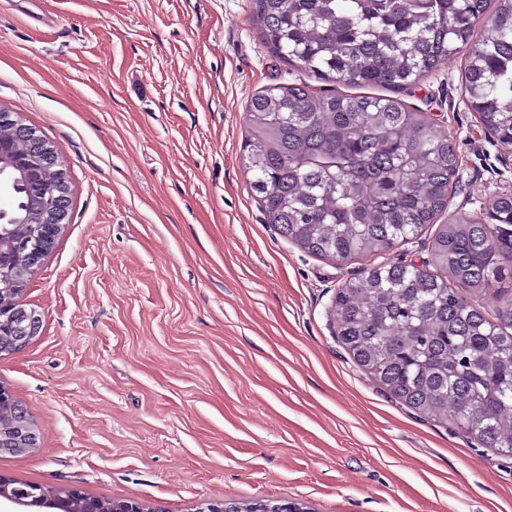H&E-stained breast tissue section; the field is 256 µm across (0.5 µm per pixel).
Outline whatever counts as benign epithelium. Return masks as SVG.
<instances>
[{"label": "benign epithelium", "mask_w": 512, "mask_h": 512, "mask_svg": "<svg viewBox=\"0 0 512 512\" xmlns=\"http://www.w3.org/2000/svg\"><path fill=\"white\" fill-rule=\"evenodd\" d=\"M0 169H11L25 177L30 184L27 196L26 219L35 224V231L28 241L20 243L23 255L36 263L59 236L68 215V187L65 174L60 168L59 156L53 146L47 144L36 131L14 119L12 113L0 109ZM54 169L58 173L55 183L40 188L39 173ZM39 317L26 310L20 299L0 300V327L13 330L11 343L0 347L3 353L13 352L37 335ZM25 412L18 405L11 392L0 385V447L18 444L35 445V433L24 423ZM29 507L47 506L31 488H19L14 480L0 476V500ZM79 501L83 512H98L94 499L80 490L70 488L60 503L55 504L60 512L69 509V503Z\"/></svg>", "instance_id": "7a95c632"}]
</instances>
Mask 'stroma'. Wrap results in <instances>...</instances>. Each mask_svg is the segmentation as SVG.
Here are the masks:
<instances>
[{
  "instance_id": "35a3bbf8",
  "label": "stroma",
  "mask_w": 512,
  "mask_h": 512,
  "mask_svg": "<svg viewBox=\"0 0 512 512\" xmlns=\"http://www.w3.org/2000/svg\"><path fill=\"white\" fill-rule=\"evenodd\" d=\"M463 54L405 105L459 157L449 214L512 191V151L471 112ZM300 84L252 0H0V108L54 146L69 220L19 294L37 336L0 355L37 446L0 474L152 512H512V456L381 391L336 339L364 260L303 252L243 166L246 104Z\"/></svg>"
}]
</instances>
